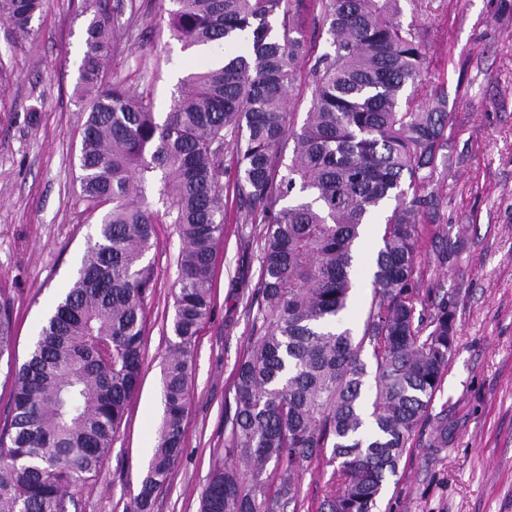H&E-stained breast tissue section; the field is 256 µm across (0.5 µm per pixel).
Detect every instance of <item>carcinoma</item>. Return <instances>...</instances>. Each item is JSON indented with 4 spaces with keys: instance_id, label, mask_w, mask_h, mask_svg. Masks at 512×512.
I'll list each match as a JSON object with an SVG mask.
<instances>
[{
    "instance_id": "1",
    "label": "carcinoma",
    "mask_w": 512,
    "mask_h": 512,
    "mask_svg": "<svg viewBox=\"0 0 512 512\" xmlns=\"http://www.w3.org/2000/svg\"><path fill=\"white\" fill-rule=\"evenodd\" d=\"M172 0L168 25L187 48L232 45L178 81L169 112L150 93L103 85L120 17L90 13L75 93L90 112L78 148L80 197L99 213L76 272L14 370L0 431V512H70L96 476L142 369L145 263L155 225L183 242L172 333L163 363L165 412L134 512H151L184 450L195 338L211 314L214 253L224 235L219 161L236 159L239 207L265 225L258 282L264 332L236 368L235 412L199 512H302L297 478L332 468L320 512H377L387 475L431 421L429 408L456 335L447 295L416 309L424 277L421 218L448 172L444 87L418 101L425 54L399 17L402 0ZM46 0H0V18L27 34ZM312 62V107L295 129L288 96ZM394 201L380 237L360 338L336 326L353 294L361 226ZM12 300L0 288V362L14 358ZM371 348L375 392L365 399Z\"/></svg>"
}]
</instances>
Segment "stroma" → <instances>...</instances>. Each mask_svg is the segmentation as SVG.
I'll return each instance as SVG.
<instances>
[{
	"label": "stroma",
	"instance_id": "stroma-1",
	"mask_svg": "<svg viewBox=\"0 0 512 512\" xmlns=\"http://www.w3.org/2000/svg\"><path fill=\"white\" fill-rule=\"evenodd\" d=\"M82 0H49L16 40L0 21V284L14 310L15 359L27 360L42 316L72 274L97 220L80 198L78 145L88 114L75 99L85 19ZM109 79L151 91L168 111L178 79L204 57L183 48L167 25L170 0H120ZM427 56L423 85L448 95L453 162L433 185L437 206L422 218L424 288L447 292L456 338L434 420L448 421V445L433 447L426 425L389 478L381 512H512V14L497 0H404ZM224 236L217 246L213 309L195 342L184 452L152 512H198L200 494L224 459L234 412V372L256 323L264 227L246 222L222 160ZM381 225L369 224L353 268L356 288L343 322L361 332L371 301ZM448 246V262L437 250ZM182 241L156 227L145 261L154 270L146 299L139 385L99 475L79 489V512H132L162 422V368L171 338Z\"/></svg>",
	"mask_w": 512,
	"mask_h": 512
}]
</instances>
